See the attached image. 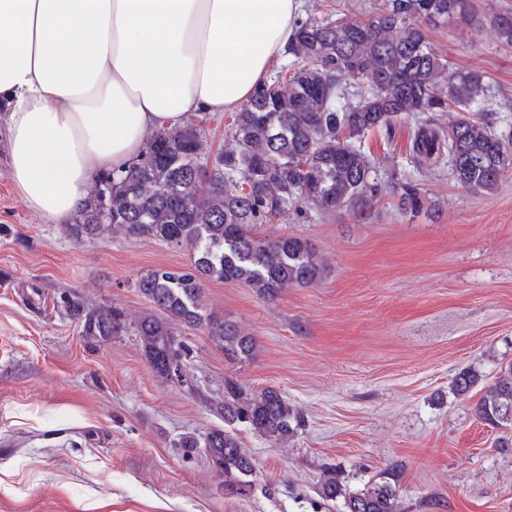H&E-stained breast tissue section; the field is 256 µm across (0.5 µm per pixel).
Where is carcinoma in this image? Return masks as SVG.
<instances>
[{"instance_id": "obj_1", "label": "carcinoma", "mask_w": 512, "mask_h": 512, "mask_svg": "<svg viewBox=\"0 0 512 512\" xmlns=\"http://www.w3.org/2000/svg\"><path fill=\"white\" fill-rule=\"evenodd\" d=\"M471 2L382 0L368 16L338 11L302 19L288 49L293 67L259 85L233 113L230 148L211 157L199 126L166 129L127 170L94 182L76 222L68 225L73 239L107 227L188 253L189 263L149 269L136 281L150 312L133 329L159 377L183 383L189 349L179 338L181 326L201 331L229 360L246 362L254 355L245 329L208 309L205 282L238 283L273 301L289 286L322 277L324 261L308 239L257 230L289 207L300 214L368 213L380 199L382 181L363 149L366 134L390 133L404 114L455 109L458 118L447 127L434 119L417 127L415 171L446 158L457 184L474 195L488 194L512 176V131H498L481 109L491 93L485 73L455 67L429 38V30L442 24L476 21ZM491 24L500 43L512 48V14L496 15ZM401 188L403 210H419L423 199L414 176L406 175ZM61 306L90 345L128 330L124 311L115 306L92 305L75 292L62 295ZM477 387L473 416L493 428L512 425V361L500 365L489 383L470 365L451 385L459 397ZM216 411L224 428L187 435L181 447L204 449L224 477V492L249 497L257 466L241 445L238 426L279 444L303 418L276 388L251 393L230 379ZM398 480L393 466L350 490L331 474L319 495L343 497L346 512H401Z\"/></svg>"}]
</instances>
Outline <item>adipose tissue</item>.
Returning a JSON list of instances; mask_svg holds the SVG:
<instances>
[{
  "instance_id": "adipose-tissue-1",
  "label": "adipose tissue",
  "mask_w": 512,
  "mask_h": 512,
  "mask_svg": "<svg viewBox=\"0 0 512 512\" xmlns=\"http://www.w3.org/2000/svg\"><path fill=\"white\" fill-rule=\"evenodd\" d=\"M304 0H0L9 176L66 224L157 132L237 109L288 53Z\"/></svg>"
}]
</instances>
